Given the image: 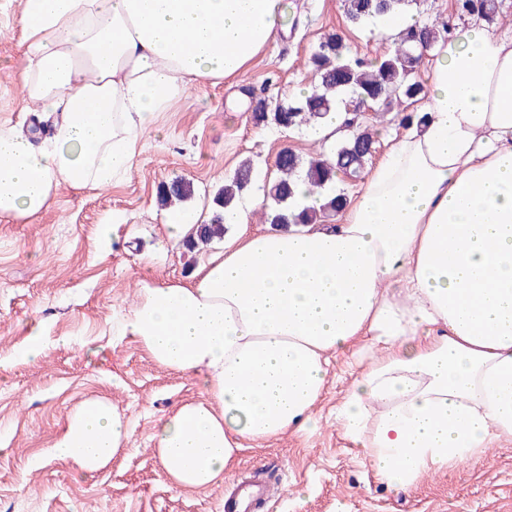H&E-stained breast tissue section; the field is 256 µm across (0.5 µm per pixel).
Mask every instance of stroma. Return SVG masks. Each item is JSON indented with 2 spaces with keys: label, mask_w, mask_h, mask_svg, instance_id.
Instances as JSON below:
<instances>
[{
  "label": "stroma",
  "mask_w": 512,
  "mask_h": 512,
  "mask_svg": "<svg viewBox=\"0 0 512 512\" xmlns=\"http://www.w3.org/2000/svg\"><path fill=\"white\" fill-rule=\"evenodd\" d=\"M286 37L262 53L236 84L193 85L140 139L130 171L106 189L60 185L48 207L22 223L0 219V512H222L236 472L266 468L283 482L270 512H512V444L430 473L395 492L372 479L333 415L359 374L350 357L332 361L316 408L323 426L292 432L240 454L235 471L204 491L175 488L149 438L158 417L199 397L196 379L156 364L119 321L139 281H188L204 254L169 237L161 185L183 179L194 194L179 211L209 223L212 199L244 160L255 177L248 203L276 173L282 148L317 150L307 129L257 126V100L273 105L316 82L306 60L322 37L341 34L351 53L375 58L386 46L369 24L347 22L343 0H285ZM23 0H0V126L33 128L22 111L13 67L23 50ZM40 324L39 361L24 355L27 329ZM105 398L128 419L131 436L111 464L79 474L51 448L76 406Z\"/></svg>",
  "instance_id": "obj_1"
}]
</instances>
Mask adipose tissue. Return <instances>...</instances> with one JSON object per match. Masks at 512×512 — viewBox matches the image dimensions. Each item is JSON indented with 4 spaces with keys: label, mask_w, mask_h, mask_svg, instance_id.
Returning <instances> with one entry per match:
<instances>
[{
    "label": "adipose tissue",
    "mask_w": 512,
    "mask_h": 512,
    "mask_svg": "<svg viewBox=\"0 0 512 512\" xmlns=\"http://www.w3.org/2000/svg\"><path fill=\"white\" fill-rule=\"evenodd\" d=\"M283 0H24V105L43 141L0 128V217L58 185L111 186L192 85L233 80L284 29ZM425 124L360 178L332 225L240 233L190 282H139L120 333L205 392L160 416L155 457L179 488L224 479L241 449L319 427L330 358L368 363L336 423L399 491L512 439V35L456 28L429 49ZM83 401L54 456L84 474L128 441Z\"/></svg>",
    "instance_id": "adipose-tissue-1"
}]
</instances>
